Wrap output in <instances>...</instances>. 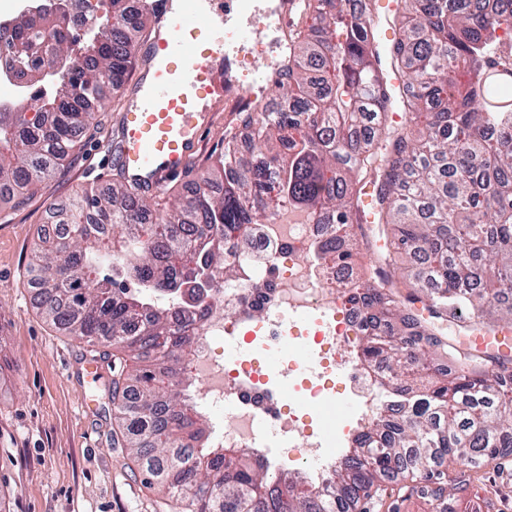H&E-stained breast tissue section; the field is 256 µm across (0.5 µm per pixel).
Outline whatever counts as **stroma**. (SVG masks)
<instances>
[{
    "mask_svg": "<svg viewBox=\"0 0 512 512\" xmlns=\"http://www.w3.org/2000/svg\"><path fill=\"white\" fill-rule=\"evenodd\" d=\"M135 85L128 80L117 100L99 108L74 163L24 203L0 208V512H176L175 501L146 483L124 448L103 382L87 378V343L41 317L36 290L27 282L33 250L46 230V209L111 184L116 169L110 147ZM230 127L242 128L236 113L213 112L188 169L149 195L153 208L169 209L173 190L191 186L215 167ZM392 237L391 226L365 224L354 235L353 267L363 274L370 257L389 256L394 287L404 295L416 288L413 267L394 253ZM421 484L409 479L381 499L360 501L361 512H512V453L490 461L465 489L450 495L421 494Z\"/></svg>",
    "mask_w": 512,
    "mask_h": 512,
    "instance_id": "stroma-1",
    "label": "stroma"
}]
</instances>
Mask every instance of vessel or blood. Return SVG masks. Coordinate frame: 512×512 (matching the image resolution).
Masks as SVG:
<instances>
[{"label": "vessel or blood", "mask_w": 512, "mask_h": 512, "mask_svg": "<svg viewBox=\"0 0 512 512\" xmlns=\"http://www.w3.org/2000/svg\"><path fill=\"white\" fill-rule=\"evenodd\" d=\"M146 6L155 15V37L137 50L144 67L120 114L117 164L127 180L156 192L193 160L209 124L204 100L251 109L255 96L240 72L266 46L257 0H147ZM402 8V0H378L372 10L381 54L389 52L391 19ZM374 72L387 96L399 94V72L384 62Z\"/></svg>", "instance_id": "b4317fda"}]
</instances>
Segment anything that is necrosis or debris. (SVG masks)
Instances as JSON below:
<instances>
[{"label":"necrosis or debris","instance_id":"obj_1","mask_svg":"<svg viewBox=\"0 0 512 512\" xmlns=\"http://www.w3.org/2000/svg\"><path fill=\"white\" fill-rule=\"evenodd\" d=\"M330 231L280 205L258 225L244 274L216 276L190 355L194 409L209 419L213 447L246 449L248 462L266 465L268 438L280 440L320 493L377 418V388L358 343L372 331L363 305L349 302L346 273L313 258ZM230 340L252 346L267 366L216 355L215 344Z\"/></svg>","mask_w":512,"mask_h":512}]
</instances>
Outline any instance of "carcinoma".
I'll use <instances>...</instances> for the list:
<instances>
[{
    "instance_id": "1",
    "label": "carcinoma",
    "mask_w": 512,
    "mask_h": 512,
    "mask_svg": "<svg viewBox=\"0 0 512 512\" xmlns=\"http://www.w3.org/2000/svg\"><path fill=\"white\" fill-rule=\"evenodd\" d=\"M346 0H302L289 31L292 63L277 72V106L244 114L250 141L264 143L270 167L238 156L227 131L224 156L205 189L179 197L174 209L152 215L139 189L126 180L105 194H82L49 215L63 231L44 238L31 263V284L41 288L39 312L51 325L93 347L154 355L162 371L123 372L127 385H108L122 436L181 512H337L405 474L425 481L437 498L448 489L444 463L477 472L512 448V360L474 355L469 369L429 383L405 368L444 350L434 320L466 313L512 325V70H497L492 52L512 37V7L490 0H406L391 58L408 90L400 105L426 113L421 140L402 129L375 125L362 139L352 133L368 116L387 112L373 82L370 18L349 12ZM112 25L81 45L84 65L59 67L73 32L59 20L45 29L26 12L12 21L9 72L24 87H40L57 72L60 91L40 92L16 110L0 108V201L20 202L73 159L80 136L98 107L122 88L135 65L134 50L149 38L147 8L107 0ZM373 183L365 211L360 182ZM280 199L336 225L318 258L348 262L342 232L362 224L395 226L393 244L419 264V293L397 301L380 258L370 259V280L354 298L367 300L370 322L397 309L393 335L364 339L362 355L373 371L382 427L362 433L336 476V493L314 497L303 481L275 485L262 465L219 470L239 448H213L206 424L193 413L183 355L195 317L172 319L155 294H129L105 268L112 250L141 283L197 296L211 269L225 266L224 242L266 216V197ZM428 312L429 318L423 317ZM222 485L214 493L212 482Z\"/></svg>"
}]
</instances>
